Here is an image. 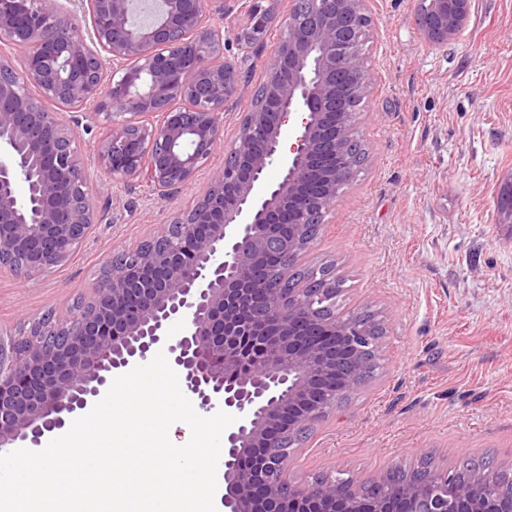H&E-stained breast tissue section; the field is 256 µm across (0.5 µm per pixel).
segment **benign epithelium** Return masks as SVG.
Wrapping results in <instances>:
<instances>
[{
  "mask_svg": "<svg viewBox=\"0 0 512 512\" xmlns=\"http://www.w3.org/2000/svg\"><path fill=\"white\" fill-rule=\"evenodd\" d=\"M262 2L0 0V46L24 50L0 52V263L29 275L66 261L97 221L74 127L103 119L99 166L169 201L195 182L239 105L250 57H227L230 44L250 49L282 26L253 91L259 103L241 113L205 192L150 247L113 254L72 317L34 316L27 335L0 339V451L39 445L94 405L113 374L164 347L200 407L216 399L237 417L224 431V512H294L295 498L334 512L336 479L292 488L285 443L358 386L373 336L306 303L317 275L285 283L355 171L351 101L373 84L356 47L369 0H288L282 16ZM421 5V35L442 46L466 27L471 0ZM48 101L95 111L69 126Z\"/></svg>",
  "mask_w": 512,
  "mask_h": 512,
  "instance_id": "benign-epithelium-1",
  "label": "benign epithelium"
}]
</instances>
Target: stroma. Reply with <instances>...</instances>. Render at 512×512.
Listing matches in <instances>:
<instances>
[{
	"instance_id": "1",
	"label": "stroma",
	"mask_w": 512,
	"mask_h": 512,
	"mask_svg": "<svg viewBox=\"0 0 512 512\" xmlns=\"http://www.w3.org/2000/svg\"><path fill=\"white\" fill-rule=\"evenodd\" d=\"M416 0H371L364 52L374 78L358 130L369 153L326 216L307 262L347 276L345 309L373 305L388 318L383 368L292 449L288 477L375 478L429 455L437 470L496 454L512 464V0H472L464 34L429 46ZM281 38L251 51L232 140ZM101 126L77 147L98 224L62 264L24 276L0 266V336L27 320L65 318L87 300L113 253L161 232L202 194L208 169L177 200L116 183L97 163Z\"/></svg>"
}]
</instances>
